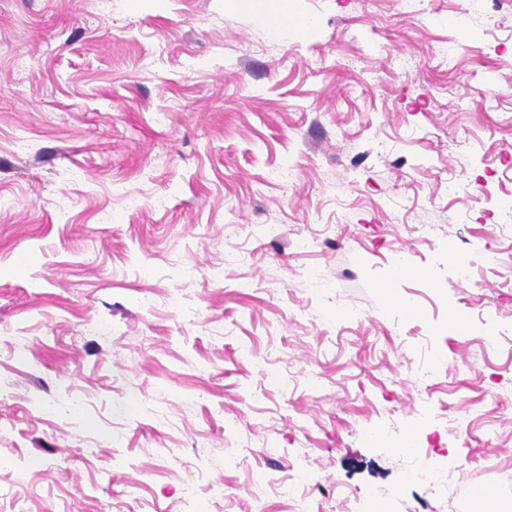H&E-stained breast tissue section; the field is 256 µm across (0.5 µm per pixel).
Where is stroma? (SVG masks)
<instances>
[{
  "mask_svg": "<svg viewBox=\"0 0 512 512\" xmlns=\"http://www.w3.org/2000/svg\"><path fill=\"white\" fill-rule=\"evenodd\" d=\"M273 3L0 0V512L512 472V0Z\"/></svg>",
  "mask_w": 512,
  "mask_h": 512,
  "instance_id": "obj_1",
  "label": "stroma"
}]
</instances>
